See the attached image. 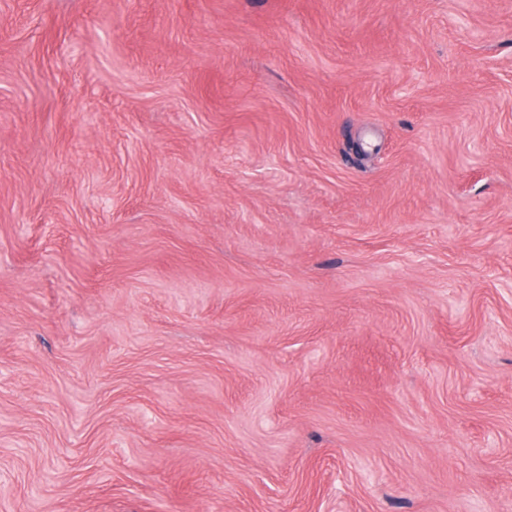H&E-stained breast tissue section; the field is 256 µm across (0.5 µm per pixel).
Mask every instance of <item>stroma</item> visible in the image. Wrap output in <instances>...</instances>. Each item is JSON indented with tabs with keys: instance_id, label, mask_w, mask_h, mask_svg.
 <instances>
[{
	"instance_id": "35a3bbf8",
	"label": "stroma",
	"mask_w": 512,
	"mask_h": 512,
	"mask_svg": "<svg viewBox=\"0 0 512 512\" xmlns=\"http://www.w3.org/2000/svg\"><path fill=\"white\" fill-rule=\"evenodd\" d=\"M0 512H512V0H0Z\"/></svg>"
}]
</instances>
